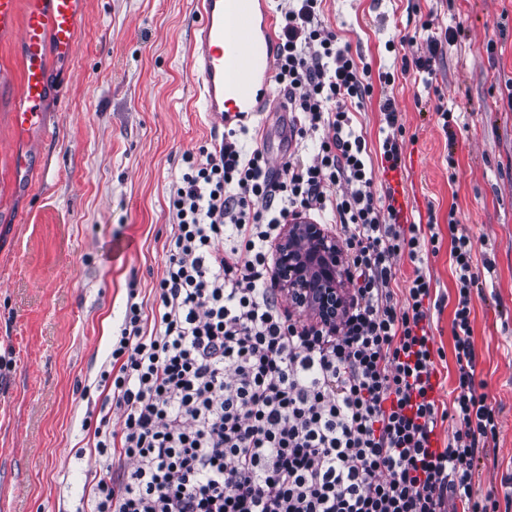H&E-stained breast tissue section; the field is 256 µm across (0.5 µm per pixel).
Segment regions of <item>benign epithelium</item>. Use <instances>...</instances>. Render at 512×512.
<instances>
[{
	"instance_id": "7a95c632",
	"label": "benign epithelium",
	"mask_w": 512,
	"mask_h": 512,
	"mask_svg": "<svg viewBox=\"0 0 512 512\" xmlns=\"http://www.w3.org/2000/svg\"><path fill=\"white\" fill-rule=\"evenodd\" d=\"M274 268L295 309L309 313L316 324L336 325L348 297V271L335 236L307 220L284 225Z\"/></svg>"
}]
</instances>
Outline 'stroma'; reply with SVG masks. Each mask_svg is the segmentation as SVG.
<instances>
[{"label": "stroma", "instance_id": "1", "mask_svg": "<svg viewBox=\"0 0 512 512\" xmlns=\"http://www.w3.org/2000/svg\"><path fill=\"white\" fill-rule=\"evenodd\" d=\"M320 19L371 66L373 91L352 127L376 167L388 131L379 105L395 104L413 223L444 234L456 218L493 264L472 327L475 379L499 410L497 463L480 486L501 492L512 480V0H322ZM198 20L193 0H86L74 55L48 62L46 128L26 133L11 123L22 61L0 39V355L10 361L0 369V512H73L92 491L84 392L128 297L151 307L172 185L185 156L215 136L189 71ZM426 21L458 31L429 76L402 67L424 51ZM262 120L260 145L281 169L294 141L279 88ZM23 147L42 162L21 175L12 156Z\"/></svg>", "mask_w": 512, "mask_h": 512}]
</instances>
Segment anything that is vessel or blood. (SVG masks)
<instances>
[{
  "instance_id": "1",
  "label": "vessel or blood",
  "mask_w": 512,
  "mask_h": 512,
  "mask_svg": "<svg viewBox=\"0 0 512 512\" xmlns=\"http://www.w3.org/2000/svg\"><path fill=\"white\" fill-rule=\"evenodd\" d=\"M85 0H0V38L12 39L23 61L16 128L42 126L49 92L46 59L68 61L79 40ZM201 19L189 67L205 112L226 127L257 115L275 73L276 21L257 0H197Z\"/></svg>"
}]
</instances>
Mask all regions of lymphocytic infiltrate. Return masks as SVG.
<instances>
[{"mask_svg": "<svg viewBox=\"0 0 512 512\" xmlns=\"http://www.w3.org/2000/svg\"><path fill=\"white\" fill-rule=\"evenodd\" d=\"M287 2L275 81L295 149L272 170L262 149L244 153L253 129L242 123L189 158L171 191L154 324L128 302L99 374L124 425L100 418V470L74 512H512V490L477 488L499 411L475 382L471 237L453 219L443 236L382 217L347 108L370 96V70L322 24L320 0ZM312 213L339 224L353 287L332 329L293 319L274 282L284 224ZM445 240L457 290L448 409L434 397L442 302L421 265ZM402 254L415 269L399 296L390 261Z\"/></svg>", "mask_w": 512, "mask_h": 512, "instance_id": "1", "label": "lymphocytic infiltrate"}]
</instances>
